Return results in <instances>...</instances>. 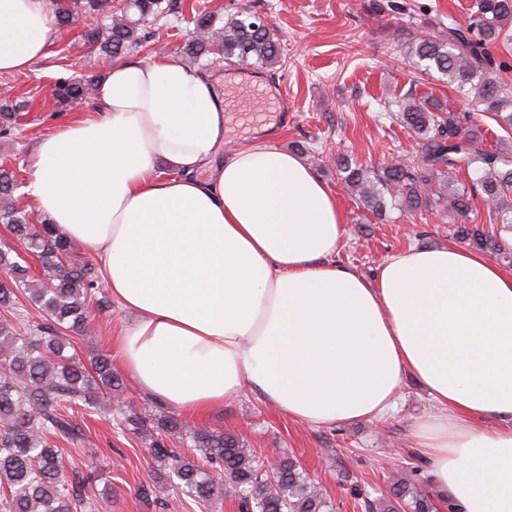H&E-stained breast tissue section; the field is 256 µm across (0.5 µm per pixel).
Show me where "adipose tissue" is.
I'll return each instance as SVG.
<instances>
[{"label":"adipose tissue","instance_id":"1","mask_svg":"<svg viewBox=\"0 0 512 512\" xmlns=\"http://www.w3.org/2000/svg\"><path fill=\"white\" fill-rule=\"evenodd\" d=\"M56 7L0 0V76L46 56ZM94 102L39 142L26 192L95 255L143 394L202 419L254 390L320 427L387 415L409 374L435 407L414 432L435 487L456 512H512V272L456 246L370 281L337 264L335 195L272 140L225 149L223 91L171 59L112 63Z\"/></svg>","mask_w":512,"mask_h":512}]
</instances>
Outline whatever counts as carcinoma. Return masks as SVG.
Segmentation results:
<instances>
[{
  "mask_svg": "<svg viewBox=\"0 0 512 512\" xmlns=\"http://www.w3.org/2000/svg\"><path fill=\"white\" fill-rule=\"evenodd\" d=\"M170 0H60L59 28L73 14L87 20L84 44L107 57L149 47L146 24L168 15ZM192 29L181 54L199 64L218 51L238 66L274 65L282 55L278 38L265 24L250 25L239 11L221 19L194 10ZM512 44V0H478L465 25L453 23L438 39L419 38L409 56L425 69L447 77L471 110H454L445 96L412 92L385 105L418 139L415 154L392 155L378 166L337 157L336 170L377 216L391 207L405 215L445 212L457 217L455 236L472 248L512 264L509 239L485 229L497 225L512 233V150L483 149L480 123L490 120L512 137V83L501 77L500 47ZM95 80H61L53 91L67 111L92 96ZM23 108L11 93L0 92V134L18 124ZM17 174L0 165V224L10 226L37 264L39 274L10 246L0 249V512H99L90 476L67 474L58 441L84 436L75 414L111 408L105 395L124 392L110 356L98 351L83 361L72 336L91 333L92 311L107 303L95 267L77 258L75 243L55 233L14 196ZM483 204L485 221L470 218ZM24 294L42 312V321L25 319L17 306ZM126 431L145 441L160 477L194 501L224 496L243 512H335L298 459L284 455L272 470L236 432L191 428L165 411L140 415L131 403L120 409ZM366 512H435L430 495L405 478L390 482L389 493L365 498Z\"/></svg>",
  "mask_w": 512,
  "mask_h": 512,
  "instance_id": "cac0c4a2",
  "label": "carcinoma"
}]
</instances>
